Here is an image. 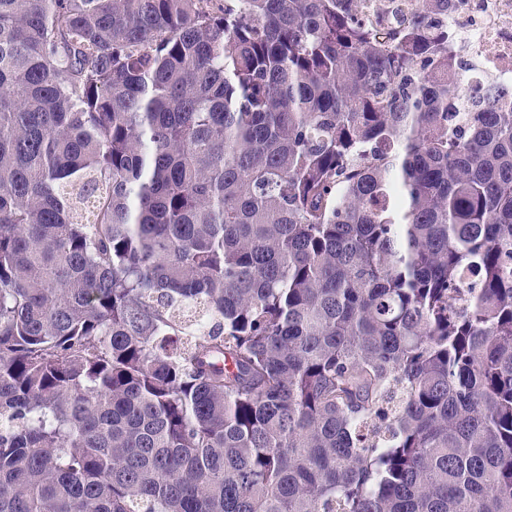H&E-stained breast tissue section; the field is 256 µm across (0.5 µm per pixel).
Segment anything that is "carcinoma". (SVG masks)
<instances>
[{
  "mask_svg": "<svg viewBox=\"0 0 512 512\" xmlns=\"http://www.w3.org/2000/svg\"><path fill=\"white\" fill-rule=\"evenodd\" d=\"M451 7L0 0V512H512V94L456 129ZM362 7V18L369 24L375 38L380 42H389L392 36L393 25L389 19L382 16L376 9L380 1L386 0H357Z\"/></svg>",
  "mask_w": 512,
  "mask_h": 512,
  "instance_id": "1",
  "label": "carcinoma"
}]
</instances>
